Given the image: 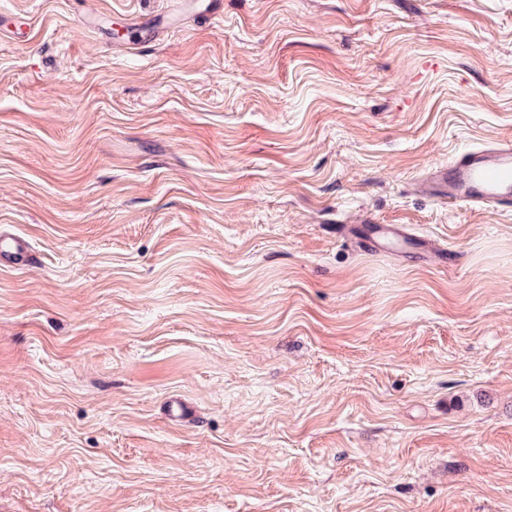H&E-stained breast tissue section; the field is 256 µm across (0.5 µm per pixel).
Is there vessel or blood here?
I'll use <instances>...</instances> for the list:
<instances>
[{
  "instance_id": "b4317fda",
  "label": "vessel or blood",
  "mask_w": 512,
  "mask_h": 512,
  "mask_svg": "<svg viewBox=\"0 0 512 512\" xmlns=\"http://www.w3.org/2000/svg\"><path fill=\"white\" fill-rule=\"evenodd\" d=\"M420 193L475 211L512 213V140L476 147L433 168L415 184ZM336 232L365 252L388 253L411 236L398 224H340ZM33 266L34 251L22 235L0 231V263Z\"/></svg>"
}]
</instances>
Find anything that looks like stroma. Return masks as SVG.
Instances as JSON below:
<instances>
[{
  "instance_id": "stroma-1",
  "label": "stroma",
  "mask_w": 512,
  "mask_h": 512,
  "mask_svg": "<svg viewBox=\"0 0 512 512\" xmlns=\"http://www.w3.org/2000/svg\"><path fill=\"white\" fill-rule=\"evenodd\" d=\"M222 2L0 0V512H512V0ZM415 187L450 207L512 213V140L458 153ZM336 234L350 240L365 252L388 253L392 252L398 243H409L423 259L434 265L445 266L448 261L446 249L437 248L425 240L413 239L405 228L398 224H340L336 227ZM34 256L24 236L0 231V264L8 263L16 268L30 267L36 263Z\"/></svg>"
}]
</instances>
